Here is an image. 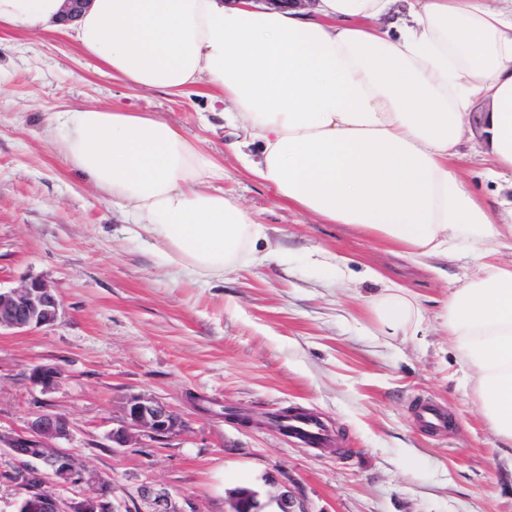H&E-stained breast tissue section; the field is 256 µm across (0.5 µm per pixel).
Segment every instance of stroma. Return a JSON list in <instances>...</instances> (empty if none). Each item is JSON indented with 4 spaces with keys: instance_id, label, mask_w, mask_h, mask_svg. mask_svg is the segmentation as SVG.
Masks as SVG:
<instances>
[{
    "instance_id": "obj_1",
    "label": "stroma",
    "mask_w": 512,
    "mask_h": 512,
    "mask_svg": "<svg viewBox=\"0 0 512 512\" xmlns=\"http://www.w3.org/2000/svg\"><path fill=\"white\" fill-rule=\"evenodd\" d=\"M81 106L148 112L224 166V193L266 238L270 261L224 277L161 263L131 231L138 217L80 176L46 138L53 112ZM234 134L206 96L173 97L102 74L65 34L0 27V286L46 281L60 311L49 326L0 332V432L64 414L70 448L112 483V512H225L231 491H291L305 512H512V460L497 451L439 317L451 288L477 271L467 245L416 263L347 224H326L254 181ZM456 162L489 204L512 200L484 140L466 131ZM346 258L343 279L320 252ZM377 271L381 282L366 278ZM410 289L417 335L382 336L369 301L382 284ZM62 367L45 390L34 368ZM151 397L186 434L126 448L108 439L127 399ZM423 400L450 424L417 421ZM296 410L332 432L327 451L288 437L274 417Z\"/></svg>"
}]
</instances>
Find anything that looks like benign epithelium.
I'll use <instances>...</instances> for the list:
<instances>
[{
	"label": "benign epithelium",
	"mask_w": 512,
	"mask_h": 512,
	"mask_svg": "<svg viewBox=\"0 0 512 512\" xmlns=\"http://www.w3.org/2000/svg\"><path fill=\"white\" fill-rule=\"evenodd\" d=\"M59 302L52 288L41 279H31L15 288H0V330H32L53 324L58 317ZM64 371L59 366H39L33 380L43 389L53 388ZM187 431L184 421L164 402L143 396H132L126 402L125 421L112 429L109 440L114 448H124L134 438L145 436L159 440ZM70 437L68 419L61 414H42L18 431L0 433V447L23 457L22 470L36 475L39 464L57 483L84 479L77 459L59 442ZM112 484L103 479L91 480L84 498L66 503L43 481L23 488L17 512H101L111 504ZM279 512H306L296 509V500L288 491L271 497ZM259 492L239 488L228 498L226 512H263Z\"/></svg>",
	"instance_id": "7a95c632"
}]
</instances>
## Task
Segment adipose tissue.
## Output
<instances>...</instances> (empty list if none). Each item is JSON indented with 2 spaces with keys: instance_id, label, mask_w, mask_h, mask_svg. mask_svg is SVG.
Returning <instances> with one entry per match:
<instances>
[{
  "instance_id": "1",
  "label": "adipose tissue",
  "mask_w": 512,
  "mask_h": 512,
  "mask_svg": "<svg viewBox=\"0 0 512 512\" xmlns=\"http://www.w3.org/2000/svg\"><path fill=\"white\" fill-rule=\"evenodd\" d=\"M0 0V25L71 34L102 73L231 102V148L282 202L348 224L414 261L452 255L467 236L475 276L441 318L499 451L512 458V207L469 191L453 161L477 103L496 166L512 172V6L495 0ZM46 132L75 169L132 205L140 238L188 275L259 262L265 228L220 186L224 168L144 112L96 107L50 115ZM380 331L416 334L424 311L389 284L370 300Z\"/></svg>"
}]
</instances>
